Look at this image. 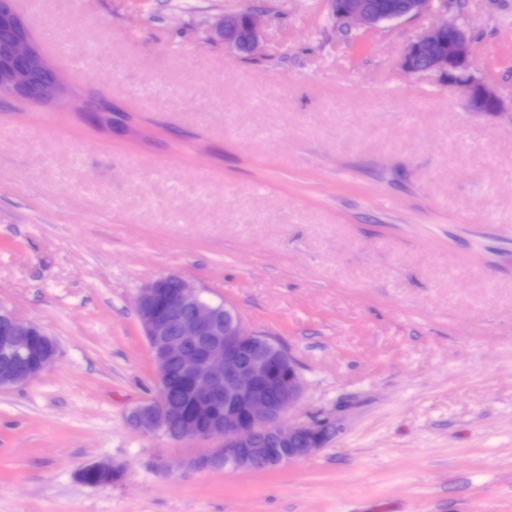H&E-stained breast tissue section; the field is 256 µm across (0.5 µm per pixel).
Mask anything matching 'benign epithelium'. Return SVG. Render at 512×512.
<instances>
[{
  "instance_id": "1",
  "label": "benign epithelium",
  "mask_w": 512,
  "mask_h": 512,
  "mask_svg": "<svg viewBox=\"0 0 512 512\" xmlns=\"http://www.w3.org/2000/svg\"><path fill=\"white\" fill-rule=\"evenodd\" d=\"M447 0H412L408 14H376L365 0H326L339 23L372 28L384 21L416 17ZM264 12L252 10L224 15L214 35L225 48L254 53ZM471 37L455 23L435 25L409 45L425 70L448 73L460 63L471 71ZM472 111L499 113L503 101L486 84L471 76L456 82ZM63 84L50 68L43 51L15 7V0H0V94L33 103L58 104ZM137 316L146 337L157 375V393L133 408L130 424L146 434H160L176 443L211 441L200 454L186 457L187 471L232 468L256 471L278 468L315 454L335 430L331 421L285 423L284 415L302 401L305 384L294 358L273 338L244 328L236 308L201 296L192 282L178 277L157 278L135 298ZM59 345L42 327L16 318L0 304V391L38 379L56 360ZM187 380L185 396H172L165 386L171 366ZM276 447H268L267 440ZM101 477V484L124 473L119 464L90 462L84 466Z\"/></svg>"
}]
</instances>
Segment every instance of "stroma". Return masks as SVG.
<instances>
[{
    "label": "stroma",
    "mask_w": 512,
    "mask_h": 512,
    "mask_svg": "<svg viewBox=\"0 0 512 512\" xmlns=\"http://www.w3.org/2000/svg\"><path fill=\"white\" fill-rule=\"evenodd\" d=\"M106 129L0 95V303L60 354L0 391V512H512V114L402 66L445 20L512 102V0L344 32L263 0L259 47L212 33L250 0H15ZM183 277L277 340L289 422L337 419L266 471H166L204 443L141 433L156 393L135 297ZM123 465L91 487L90 462Z\"/></svg>",
    "instance_id": "1"
}]
</instances>
